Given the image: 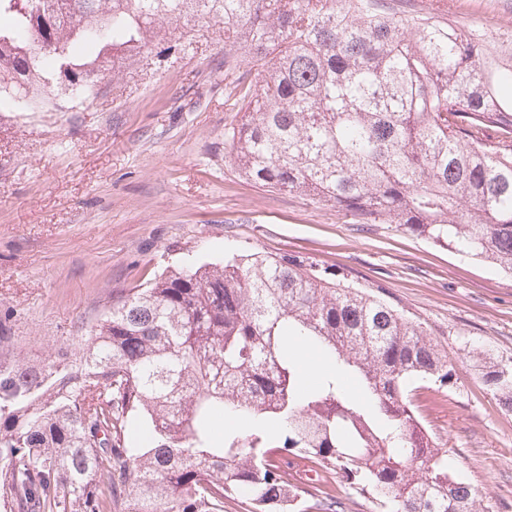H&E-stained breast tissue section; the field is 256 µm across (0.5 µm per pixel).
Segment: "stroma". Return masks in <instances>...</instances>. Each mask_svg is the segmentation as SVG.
<instances>
[{"label":"stroma","instance_id":"stroma-1","mask_svg":"<svg viewBox=\"0 0 512 512\" xmlns=\"http://www.w3.org/2000/svg\"><path fill=\"white\" fill-rule=\"evenodd\" d=\"M463 25L512 30V0H415ZM244 90L224 83V35L199 23L188 50L64 97L38 117L0 112V364L71 345L124 289L190 252L287 255L381 288L448 353V386L417 381V418L448 469L489 512H512V412L482 380L479 352L512 360V276L397 224H359L312 198L247 180L225 138Z\"/></svg>","mask_w":512,"mask_h":512}]
</instances>
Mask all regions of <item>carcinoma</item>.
Masks as SVG:
<instances>
[{
    "instance_id": "cac0c4a2",
    "label": "carcinoma",
    "mask_w": 512,
    "mask_h": 512,
    "mask_svg": "<svg viewBox=\"0 0 512 512\" xmlns=\"http://www.w3.org/2000/svg\"><path fill=\"white\" fill-rule=\"evenodd\" d=\"M405 2L0 0V112L43 111L62 77L90 102L213 21L227 85L261 76L227 134L246 178L512 274V52ZM295 342L336 370L302 388ZM476 361L512 411V364ZM345 369L365 398L341 393ZM412 379L447 385L448 352L374 291L284 255L189 256L78 347L0 365V512H337L338 472L378 512H486Z\"/></svg>"
}]
</instances>
